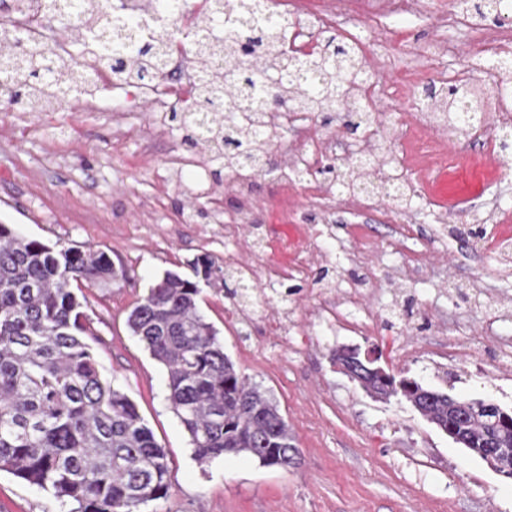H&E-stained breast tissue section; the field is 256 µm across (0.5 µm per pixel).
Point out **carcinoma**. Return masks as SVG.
Instances as JSON below:
<instances>
[{
  "label": "carcinoma",
  "mask_w": 512,
  "mask_h": 512,
  "mask_svg": "<svg viewBox=\"0 0 512 512\" xmlns=\"http://www.w3.org/2000/svg\"><path fill=\"white\" fill-rule=\"evenodd\" d=\"M80 26L83 68H51L48 37L15 50L12 28L0 22V91L14 108L41 112L76 88L95 93L84 70H104L127 85L154 83L165 70L166 31L187 13L189 0H147L157 28L143 35L144 18L104 12L91 0ZM79 0H51L47 15L71 30ZM508 0H481L477 14L500 17ZM203 73L192 91V108L171 113L195 153L224 156V169L256 171L269 164L268 129L253 116L268 109L258 88L271 85L274 98L298 112H347L353 132L373 127L364 103L365 57L354 44L330 37L298 56L286 49L283 14L265 0H207L205 22L188 43ZM493 92L476 84L429 91L430 106L444 113L458 134L469 114L512 95V59L498 61ZM371 159L358 156L321 169L344 192L366 193ZM195 279L167 271L128 312L126 325L167 371V401L189 434L202 463L227 453H245L264 466L286 468L297 448L278 404L248 382L224 353V343L198 306L199 280L224 282V269L208 257L193 263ZM125 276L108 254L48 245L0 224V471L52 492L70 512H142L171 495V460L136 405L101 374L86 336L88 302L76 291L104 287ZM357 383L369 395L399 397L446 434L460 433L472 450L493 442L512 445V412L474 405L463 414L457 397L396 377L371 362Z\"/></svg>",
  "instance_id": "carcinoma-1"
}]
</instances>
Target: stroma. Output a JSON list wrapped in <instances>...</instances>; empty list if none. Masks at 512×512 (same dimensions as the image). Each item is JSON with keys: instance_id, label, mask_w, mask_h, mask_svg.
Returning <instances> with one entry per match:
<instances>
[{"instance_id": "1", "label": "stroma", "mask_w": 512, "mask_h": 512, "mask_svg": "<svg viewBox=\"0 0 512 512\" xmlns=\"http://www.w3.org/2000/svg\"><path fill=\"white\" fill-rule=\"evenodd\" d=\"M374 11L337 13V0H322L325 29L355 44L372 43L366 61L384 90L374 109L395 110L411 130L428 86L495 80L500 46L485 42L494 19L460 13L456 0H422L415 14L395 13L389 0ZM101 106L84 112L0 110V224L48 244L105 251L127 277L86 289L93 347L104 377L137 406L171 460V496L147 512H512V479L497 475L477 456L452 442L404 400L369 397L333 360L339 349L379 355L398 376L456 397L482 399L512 410V358L497 342L512 340V275L476 256L470 229L487 206L512 215V172L503 154L482 156L479 167L449 173L440 205L424 186L410 211L416 223H446V247L427 238L399 239L392 225L371 223L351 197L325 184L309 195L304 184H282L288 132H279L271 167L252 183L255 207L242 212L229 179L216 190L223 212L197 195L200 176L219 162L199 155L170 172L183 154L181 131L161 121L150 98L136 108L112 89ZM465 203H458V196ZM271 224L287 238L290 224L332 225L320 236L311 273L287 299L268 302L253 325L239 322L224 289L203 286L200 311L224 343L225 354L250 382L266 390L287 418L299 450L295 466L266 467L247 455L227 454L202 464L166 400L167 373L125 325L128 311L165 272L193 277L197 257L225 259L215 221ZM368 225L383 262L387 286L371 292L369 335L334 329L316 308L322 285L360 277L349 265L328 267L321 255L355 248L348 228ZM428 265L415 282L398 280L412 251ZM293 325L287 339L271 333L280 312ZM52 495L0 472V512H55Z\"/></svg>"}]
</instances>
